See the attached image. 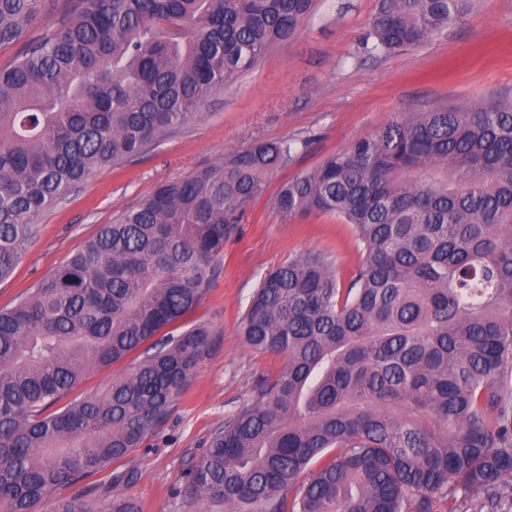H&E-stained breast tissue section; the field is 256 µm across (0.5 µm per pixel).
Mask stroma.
Listing matches in <instances>:
<instances>
[{
    "instance_id": "35a3bbf8",
    "label": "stroma",
    "mask_w": 512,
    "mask_h": 512,
    "mask_svg": "<svg viewBox=\"0 0 512 512\" xmlns=\"http://www.w3.org/2000/svg\"><path fill=\"white\" fill-rule=\"evenodd\" d=\"M375 0H317L295 36L271 49L253 70L213 94L201 118L145 155L97 171L44 212L38 232L13 273L0 281V309L22 301L41 280L93 238L101 225L182 177L255 141L306 140L273 172L265 195L224 245V269L191 314L215 333L157 433L125 460L137 480L116 486L141 512H192L181 473L201 455L211 433L255 395L262 373L282 358L243 336L251 295L265 274L307 251L326 254L348 281L363 260L350 225L333 214L281 223L275 197L285 182L381 130L392 118L442 108L512 103V0H470L463 18L390 54L365 47Z\"/></svg>"
}]
</instances>
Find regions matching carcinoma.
<instances>
[{"mask_svg":"<svg viewBox=\"0 0 512 512\" xmlns=\"http://www.w3.org/2000/svg\"><path fill=\"white\" fill-rule=\"evenodd\" d=\"M0 0V280L38 217L96 171L202 115L315 0ZM466 0H376L371 50L457 22ZM304 141H257L161 183L0 311V512H140L112 486L168 418L211 328L189 315L224 243ZM282 221L328 213L363 261L306 253L254 291L244 336L285 358L184 472L204 512H512V105L391 121L280 188ZM112 383L60 404L91 371ZM64 0H55L53 8H47L46 11L39 16L35 23L30 27L27 37L36 38L40 37L45 31L51 28L59 19L63 10L65 9Z\"/></svg>","mask_w":512,"mask_h":512,"instance_id":"1","label":"carcinoma"}]
</instances>
